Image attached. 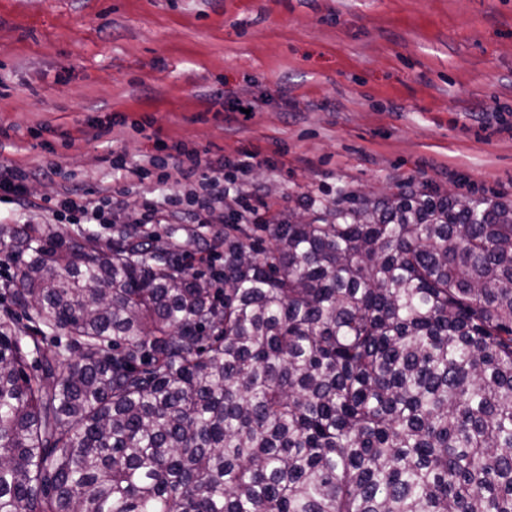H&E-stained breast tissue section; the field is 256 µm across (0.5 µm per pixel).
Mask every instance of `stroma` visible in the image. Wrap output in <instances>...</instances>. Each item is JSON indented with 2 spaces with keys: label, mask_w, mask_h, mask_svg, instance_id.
<instances>
[{
  "label": "stroma",
  "mask_w": 512,
  "mask_h": 512,
  "mask_svg": "<svg viewBox=\"0 0 512 512\" xmlns=\"http://www.w3.org/2000/svg\"><path fill=\"white\" fill-rule=\"evenodd\" d=\"M176 143L256 153L236 184L273 223L306 195L409 182L512 196V0H0V162L31 172L26 222H52L64 186L111 194L114 224L185 195L177 168L109 163Z\"/></svg>",
  "instance_id": "stroma-1"
}]
</instances>
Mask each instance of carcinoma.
Returning a JSON list of instances; mask_svg holds the SVG:
<instances>
[{
    "label": "carcinoma",
    "mask_w": 512,
    "mask_h": 512,
    "mask_svg": "<svg viewBox=\"0 0 512 512\" xmlns=\"http://www.w3.org/2000/svg\"><path fill=\"white\" fill-rule=\"evenodd\" d=\"M0 224V512H512V198Z\"/></svg>",
    "instance_id": "cac0c4a2"
}]
</instances>
